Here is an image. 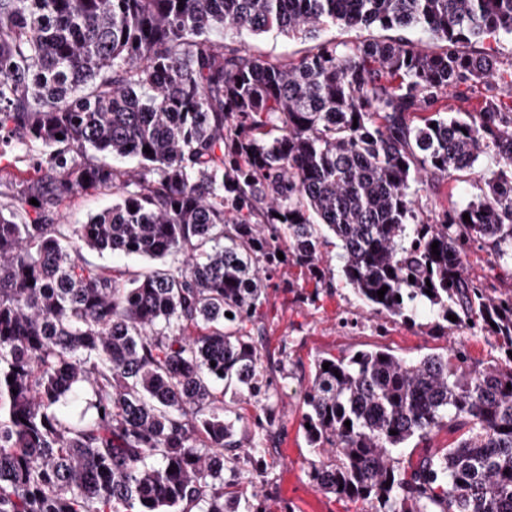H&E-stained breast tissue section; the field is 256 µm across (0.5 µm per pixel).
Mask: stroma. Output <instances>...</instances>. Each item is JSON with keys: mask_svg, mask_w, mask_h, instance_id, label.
<instances>
[{"mask_svg": "<svg viewBox=\"0 0 512 512\" xmlns=\"http://www.w3.org/2000/svg\"><path fill=\"white\" fill-rule=\"evenodd\" d=\"M247 42L256 55L291 60L299 59L313 46L312 40L279 33L251 36ZM487 169L488 162L482 158L448 188L437 193L421 189L417 196L420 210L432 216L462 204L476 194ZM322 250L334 271L331 285L311 279L297 266L280 267L269 282L256 318L254 336L281 420L268 434L257 427L262 411L252 406L242 409L245 433L268 448L273 466L263 485H243L237 512H249L259 496L265 498L268 512H368L366 503L316 490L307 476L313 454L301 421L306 410L304 393L317 358L383 348L415 360L446 352L460 343L471 363L484 368L494 364L498 355L493 339L464 335L454 327L437 329L428 307H419L411 325L372 313L341 273L340 242L326 236ZM466 271L492 288L512 286V260L490 263L487 248L481 243L469 251Z\"/></svg>", "mask_w": 512, "mask_h": 512, "instance_id": "stroma-1", "label": "stroma"}]
</instances>
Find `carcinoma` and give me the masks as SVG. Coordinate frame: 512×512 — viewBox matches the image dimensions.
<instances>
[{
  "label": "carcinoma",
  "mask_w": 512,
  "mask_h": 512,
  "mask_svg": "<svg viewBox=\"0 0 512 512\" xmlns=\"http://www.w3.org/2000/svg\"><path fill=\"white\" fill-rule=\"evenodd\" d=\"M330 25L438 46L319 39ZM272 31L318 43L295 63L246 48ZM502 36L512 0H0V157L28 161L0 174V512H235L224 475L265 478L268 449L235 438L224 396L280 421L245 334L260 273L327 282V233L371 311L411 322L426 304L504 358L317 359L313 485L373 512H512V288L462 272L475 242L512 257V62L467 50ZM482 157L474 198L433 219L416 207L418 186ZM79 191L117 199L67 224ZM85 247L186 260L129 276ZM444 427L455 446L400 467L394 451Z\"/></svg>",
  "instance_id": "carcinoma-1"
}]
</instances>
